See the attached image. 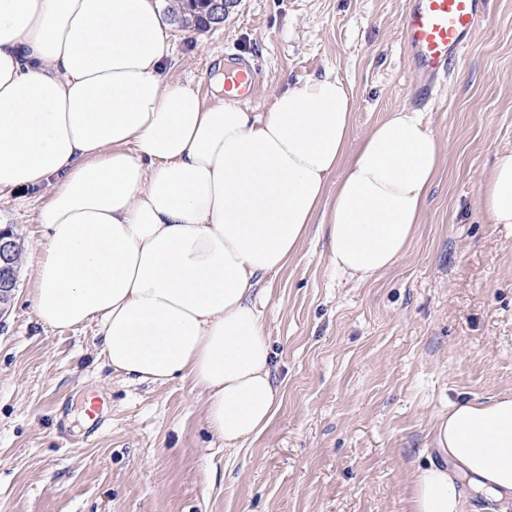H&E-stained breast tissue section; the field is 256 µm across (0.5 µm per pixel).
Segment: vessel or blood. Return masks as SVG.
I'll use <instances>...</instances> for the list:
<instances>
[{
	"mask_svg": "<svg viewBox=\"0 0 512 512\" xmlns=\"http://www.w3.org/2000/svg\"><path fill=\"white\" fill-rule=\"evenodd\" d=\"M487 14L488 0H409L400 27L414 96L425 102L445 86L453 62L468 49ZM258 81L259 71L251 62L224 67L225 96H251Z\"/></svg>",
	"mask_w": 512,
	"mask_h": 512,
	"instance_id": "obj_1",
	"label": "vessel or blood"
}]
</instances>
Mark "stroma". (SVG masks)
Here are the masks:
<instances>
[{
	"label": "stroma",
	"instance_id": "stroma-1",
	"mask_svg": "<svg viewBox=\"0 0 512 512\" xmlns=\"http://www.w3.org/2000/svg\"><path fill=\"white\" fill-rule=\"evenodd\" d=\"M407 2L237 0L203 33L170 25L168 73L205 100L219 64L243 57L260 69L244 101L254 111L331 74L354 98L351 145L403 108L445 146L393 269L333 276L313 234L265 281L282 403L242 448L210 438L190 382H125L99 355L96 325L40 323L37 216L55 183L0 191V221L25 247L0 319V512H409L435 416L512 394V230L487 223L479 201L496 152L512 149V0H490L444 91L421 108L400 33ZM90 395L103 423L82 415Z\"/></svg>",
	"mask_w": 512,
	"mask_h": 512
}]
</instances>
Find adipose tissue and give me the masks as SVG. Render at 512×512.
Listing matches in <instances>:
<instances>
[{
    "label": "adipose tissue",
    "instance_id": "1",
    "mask_svg": "<svg viewBox=\"0 0 512 512\" xmlns=\"http://www.w3.org/2000/svg\"><path fill=\"white\" fill-rule=\"evenodd\" d=\"M159 2L0 0V190L57 181L38 214L42 325L95 324L125 380H190L212 439L239 448L282 402L261 283L314 227L336 273L395 267L444 145L419 113L396 110L349 148L353 99L331 76L267 112L206 103L166 73ZM480 204L512 226V151L497 154ZM431 447L412 512H461V478L512 501V396L453 405Z\"/></svg>",
    "mask_w": 512,
    "mask_h": 512
}]
</instances>
